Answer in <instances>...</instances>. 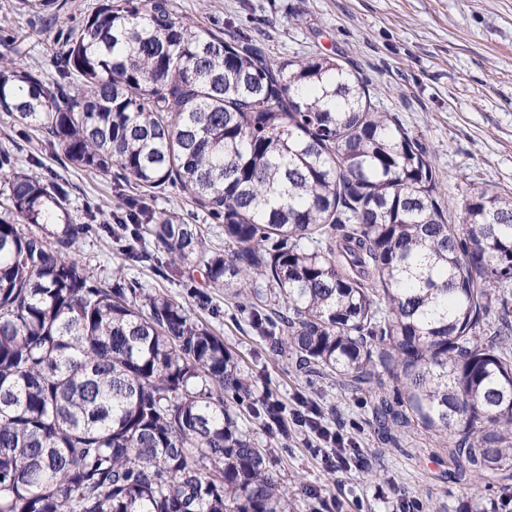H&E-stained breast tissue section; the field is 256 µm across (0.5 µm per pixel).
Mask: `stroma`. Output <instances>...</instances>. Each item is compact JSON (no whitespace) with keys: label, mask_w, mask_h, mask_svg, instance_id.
I'll return each mask as SVG.
<instances>
[{"label":"stroma","mask_w":512,"mask_h":512,"mask_svg":"<svg viewBox=\"0 0 512 512\" xmlns=\"http://www.w3.org/2000/svg\"><path fill=\"white\" fill-rule=\"evenodd\" d=\"M57 18H29L21 0H0V42L15 31L25 37L21 68L54 71V40L60 28L81 22L97 0H71ZM175 12L214 30H238L257 40L278 62L320 52L352 59L366 78L373 101L391 112L427 145L443 199L460 203L486 189L512 194V0H171ZM0 151L34 172L64 181L68 211L89 223L98 210L120 213L137 197L134 187L116 190L115 175L72 168L48 135L21 134L0 111ZM147 202L157 215H175L208 232L224 247V223L197 206L180 186L154 190ZM147 244L145 260L128 265L129 276L152 292L162 290L193 307L194 314L223 337L240 359L255 393L272 391L293 405L296 397L317 404L329 429H342L359 445L361 469H330L313 454L310 432L295 431L273 451L274 468L293 493L298 512H318L320 500H337L344 512H399L404 501L422 512H512V495L495 487L462 491L448 476L447 459L435 439L404 428L385 436L369 410L367 394L296 370L290 360L269 354L253 335L246 313L194 269L159 276ZM76 254L88 271L111 278L119 254L107 235L80 241ZM207 293L199 309L191 291ZM316 489L318 499L304 496Z\"/></svg>","instance_id":"35a3bbf8"}]
</instances>
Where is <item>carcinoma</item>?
I'll return each instance as SVG.
<instances>
[{
    "label": "carcinoma",
    "instance_id": "1",
    "mask_svg": "<svg viewBox=\"0 0 512 512\" xmlns=\"http://www.w3.org/2000/svg\"><path fill=\"white\" fill-rule=\"evenodd\" d=\"M58 44L52 81L0 54V109L76 169L180 186L224 219L225 250L137 200L77 224L58 183L0 157V512H296L236 411L286 441L287 407L254 398L187 306L127 278L150 240L159 272L204 269L296 370L442 438L459 484L512 487V196L473 192L448 223L432 153L353 62L277 64L171 0H101ZM92 231L124 257L110 286L72 254Z\"/></svg>",
    "mask_w": 512,
    "mask_h": 512
}]
</instances>
